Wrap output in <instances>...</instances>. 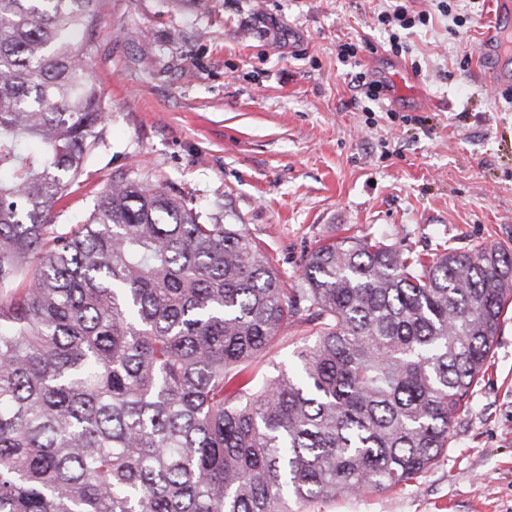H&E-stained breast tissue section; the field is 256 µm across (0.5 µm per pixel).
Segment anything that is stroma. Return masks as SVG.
<instances>
[{
  "mask_svg": "<svg viewBox=\"0 0 512 512\" xmlns=\"http://www.w3.org/2000/svg\"><path fill=\"white\" fill-rule=\"evenodd\" d=\"M394 56L388 0H103L89 69L109 119L54 211L70 225L113 179H144L201 222L239 224L286 287L316 246L376 238L434 258L512 251V86L491 87L479 46L490 0L464 26L434 0ZM360 46L358 66L339 42ZM378 102L353 99L356 71ZM309 512H512V313L448 449L405 488Z\"/></svg>",
  "mask_w": 512,
  "mask_h": 512,
  "instance_id": "1",
  "label": "stroma"
}]
</instances>
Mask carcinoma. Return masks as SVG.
Here are the masks:
<instances>
[{
	"mask_svg": "<svg viewBox=\"0 0 512 512\" xmlns=\"http://www.w3.org/2000/svg\"><path fill=\"white\" fill-rule=\"evenodd\" d=\"M100 2L0 0V512H305L408 485L485 374L512 253L346 237L287 289L239 225L124 178L58 227L106 120ZM290 319L298 365L255 375Z\"/></svg>",
	"mask_w": 512,
	"mask_h": 512,
	"instance_id": "cac0c4a2",
	"label": "carcinoma"
}]
</instances>
